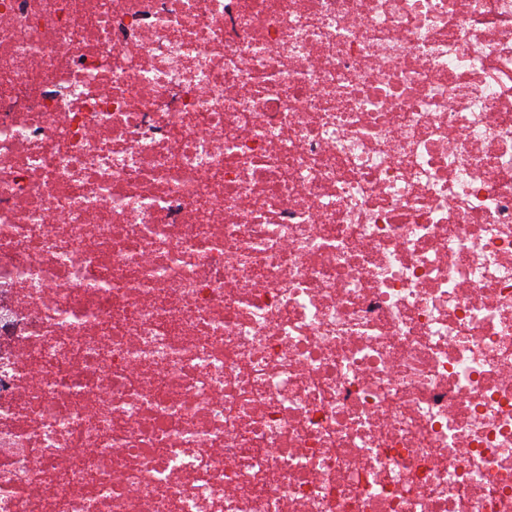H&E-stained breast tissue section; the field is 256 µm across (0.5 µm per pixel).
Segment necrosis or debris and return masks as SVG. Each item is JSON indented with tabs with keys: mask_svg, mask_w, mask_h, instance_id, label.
<instances>
[{
	"mask_svg": "<svg viewBox=\"0 0 512 512\" xmlns=\"http://www.w3.org/2000/svg\"><path fill=\"white\" fill-rule=\"evenodd\" d=\"M0 512H512V0H0Z\"/></svg>",
	"mask_w": 512,
	"mask_h": 512,
	"instance_id": "obj_1",
	"label": "necrosis or debris"
}]
</instances>
